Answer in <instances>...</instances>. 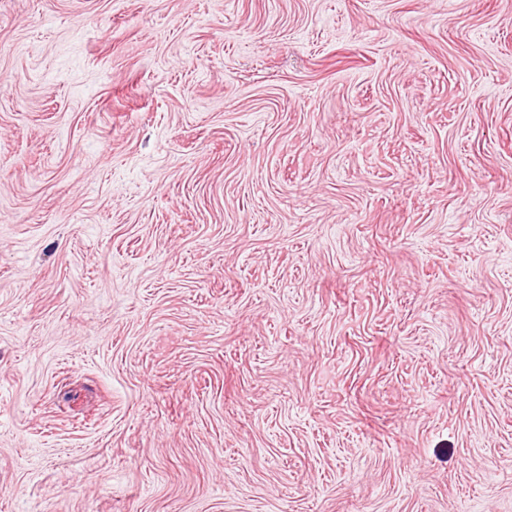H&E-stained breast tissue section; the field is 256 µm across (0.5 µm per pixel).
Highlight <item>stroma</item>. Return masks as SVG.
Segmentation results:
<instances>
[{
    "label": "stroma",
    "instance_id": "obj_1",
    "mask_svg": "<svg viewBox=\"0 0 512 512\" xmlns=\"http://www.w3.org/2000/svg\"><path fill=\"white\" fill-rule=\"evenodd\" d=\"M0 512H512V0H0Z\"/></svg>",
    "mask_w": 512,
    "mask_h": 512
}]
</instances>
